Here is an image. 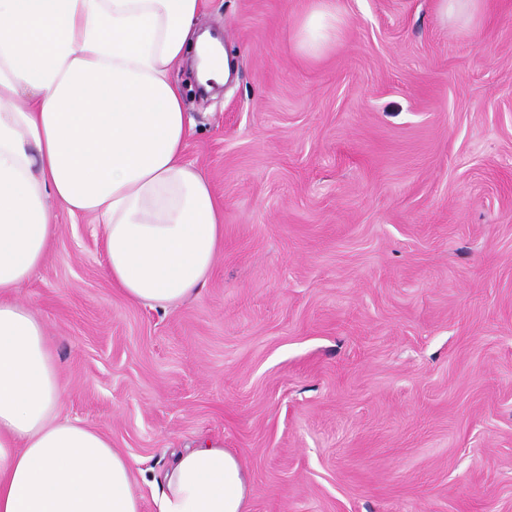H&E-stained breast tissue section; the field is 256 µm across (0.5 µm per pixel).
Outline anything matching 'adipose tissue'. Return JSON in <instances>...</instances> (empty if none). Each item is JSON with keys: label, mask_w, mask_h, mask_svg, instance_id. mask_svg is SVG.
Wrapping results in <instances>:
<instances>
[{"label": "adipose tissue", "mask_w": 512, "mask_h": 512, "mask_svg": "<svg viewBox=\"0 0 512 512\" xmlns=\"http://www.w3.org/2000/svg\"><path fill=\"white\" fill-rule=\"evenodd\" d=\"M204 0H0V512H142L137 460L61 417L65 388L38 312L15 292L42 267L51 210L92 215L105 274L130 301L195 296L224 238L206 175L185 158L195 121L172 79L195 51L201 82H227L222 46L196 21ZM339 19L313 0L309 56ZM159 512H246L240 458L204 440L155 479Z\"/></svg>", "instance_id": "adipose-tissue-1"}]
</instances>
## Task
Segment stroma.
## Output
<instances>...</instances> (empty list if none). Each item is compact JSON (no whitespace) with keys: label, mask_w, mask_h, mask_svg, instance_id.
<instances>
[{"label":"stroma","mask_w":512,"mask_h":512,"mask_svg":"<svg viewBox=\"0 0 512 512\" xmlns=\"http://www.w3.org/2000/svg\"><path fill=\"white\" fill-rule=\"evenodd\" d=\"M334 2L311 58L308 0H206L233 79L205 101L172 69L224 216L194 299L129 301L58 204L16 297L66 415L156 469L222 440L247 512H512V0L472 30L437 0ZM313 1L301 20L298 38L307 55L318 57L336 43L339 19L328 0Z\"/></svg>","instance_id":"35a3bbf8"}]
</instances>
